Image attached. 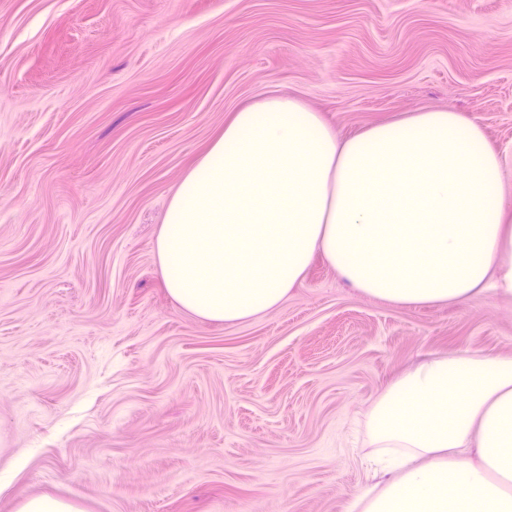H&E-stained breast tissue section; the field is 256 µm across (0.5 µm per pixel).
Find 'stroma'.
<instances>
[{
    "instance_id": "stroma-1",
    "label": "stroma",
    "mask_w": 512,
    "mask_h": 512,
    "mask_svg": "<svg viewBox=\"0 0 512 512\" xmlns=\"http://www.w3.org/2000/svg\"><path fill=\"white\" fill-rule=\"evenodd\" d=\"M271 94L342 139L460 112L512 158V0H0V512H347L390 379L512 353L495 291L394 305L319 257L255 317L178 308L169 200ZM17 512H83V510L76 504L41 496L24 501Z\"/></svg>"
}]
</instances>
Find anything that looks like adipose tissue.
<instances>
[{"mask_svg":"<svg viewBox=\"0 0 512 512\" xmlns=\"http://www.w3.org/2000/svg\"><path fill=\"white\" fill-rule=\"evenodd\" d=\"M507 162L459 112H411L339 140L301 101L234 112L181 180L155 253L169 295L217 322L277 306L314 256L402 306L512 297ZM363 512H512V354L452 355L373 402Z\"/></svg>","mask_w":512,"mask_h":512,"instance_id":"1","label":"adipose tissue"}]
</instances>
